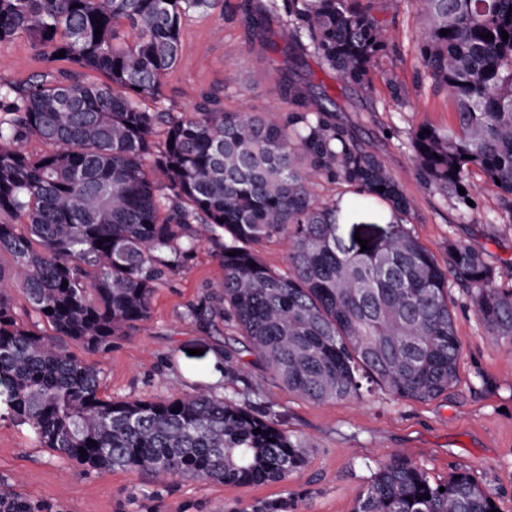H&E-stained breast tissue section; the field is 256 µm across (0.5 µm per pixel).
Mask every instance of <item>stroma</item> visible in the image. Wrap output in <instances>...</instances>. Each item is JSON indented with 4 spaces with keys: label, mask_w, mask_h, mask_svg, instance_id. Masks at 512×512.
<instances>
[{
    "label": "stroma",
    "mask_w": 512,
    "mask_h": 512,
    "mask_svg": "<svg viewBox=\"0 0 512 512\" xmlns=\"http://www.w3.org/2000/svg\"><path fill=\"white\" fill-rule=\"evenodd\" d=\"M238 2L224 0L223 9L184 18L186 52L153 109L188 113L201 93L213 92L232 111H283L278 83L293 71L337 98L340 119L356 128L400 182L415 213L411 228L439 263L447 262L449 245L465 244L482 255L499 283L512 284V221L500 216L501 189L475 170L461 199L423 189L417 176L411 131L423 124L453 126L454 105L445 87L422 75L419 43L426 22L415 0H363L391 36L371 72L369 93L340 87L310 52L288 45L287 17L269 10L268 0H254L268 43L248 42ZM52 67L26 37L0 42V79L21 82ZM315 192L342 209L348 224L388 226L389 208L382 201L324 181ZM223 276L217 246L199 241L180 270L156 289L149 319L113 339L109 353L95 356L101 390L123 400L196 393L233 398L300 437L307 449L304 469L287 482L259 486L182 478L159 485L147 474L100 473L40 447L12 419L1 394L0 480L51 512H251L272 501L285 502L286 512H352L378 463L400 452L436 481L470 472L499 512H512V345L487 331L466 289L449 290L461 359L459 381L447 393L422 403L374 390L314 404L288 393L256 363L231 321L193 316V309L214 303Z\"/></svg>",
    "instance_id": "35a3bbf8"
}]
</instances>
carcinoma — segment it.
Wrapping results in <instances>:
<instances>
[{
  "label": "carcinoma",
  "instance_id": "cac0c4a2",
  "mask_svg": "<svg viewBox=\"0 0 512 512\" xmlns=\"http://www.w3.org/2000/svg\"><path fill=\"white\" fill-rule=\"evenodd\" d=\"M222 3L0 0V42L26 35L50 61L70 65L22 84L0 81V254L11 257L0 264V386L41 447L91 470L245 486L282 482L307 463L300 439L226 396L104 397L99 369L70 350L107 353L112 337L148 320L154 289L203 232L220 241L224 279L218 303L191 314L233 321L257 360L305 400L379 388L427 402L448 392L461 357L450 273L474 290L488 332L512 344V288L499 287L472 248L450 245L444 268L406 224L390 225L364 252L347 242L338 209L316 199L314 181L344 184L399 215L414 210L327 93L285 74L281 117L228 111L213 93L186 114L144 107L186 51L183 18ZM271 3L288 17V38L307 43L337 82L371 91L373 60L388 42L369 8ZM418 7L424 66L456 109V128L412 132L419 179L456 194L475 168L500 182L511 220L512 0ZM240 11L250 40L263 41L251 0ZM32 140L43 149L26 151ZM277 238L290 242L286 273L252 249ZM7 288L21 290L50 333L16 318ZM491 502L467 471L434 483L394 454L377 465L353 512H492ZM0 512L49 510L2 482Z\"/></svg>",
  "mask_w": 512,
  "mask_h": 512
}]
</instances>
